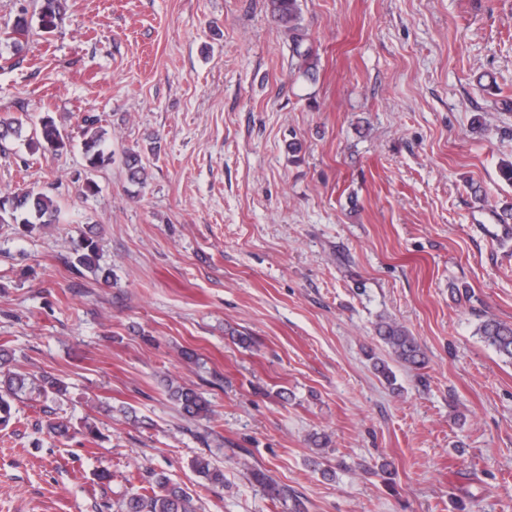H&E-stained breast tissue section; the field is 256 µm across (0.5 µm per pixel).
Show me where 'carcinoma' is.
<instances>
[{"instance_id": "1", "label": "carcinoma", "mask_w": 512, "mask_h": 512, "mask_svg": "<svg viewBox=\"0 0 512 512\" xmlns=\"http://www.w3.org/2000/svg\"><path fill=\"white\" fill-rule=\"evenodd\" d=\"M269 11L276 25L292 35L293 55L298 59V67L306 75H312L318 65V57L311 48L301 49L300 0H268ZM64 0H43L37 17L38 28L43 32L53 31L62 19ZM32 21L27 17V9L21 8L16 16L7 39L14 51L19 52L27 45ZM84 136V155L86 172L80 186L83 197L88 198L98 192V185L92 178V172L109 164L112 154L102 148L105 132L98 126V118L87 115L82 118ZM24 123L21 119L0 122V142L9 136L24 139L31 153L39 151L59 152L70 145L69 136L62 132L55 119L44 113L32 123L29 135H23ZM128 178L136 184H145L147 170L141 155L128 151L125 155ZM60 220V209L53 199L35 191L0 193V224H20L31 227L35 224H55ZM99 244L91 237L83 238L76 250L73 266L84 267L96 273L100 271L97 263ZM477 334L504 361L512 363V324L494 318H486L479 324ZM379 340L387 348L390 359L415 369L425 365V354L418 342L403 325L395 321L382 320L377 325ZM169 396L191 419H205L212 414L210 401L195 388L176 383H167ZM40 394L51 393L55 396L66 394L64 382L47 373L40 376L20 373L14 370L10 352L0 348V425L8 424L13 416L14 401L18 394L25 391ZM191 467L214 487H224V472L212 466L210 460L196 457ZM253 482L261 488L264 495L274 503L282 505L288 502V488L280 485L262 470L251 472ZM121 512H199L193 496L182 487L170 483L167 479H157V488L143 493H133L122 500Z\"/></svg>"}]
</instances>
